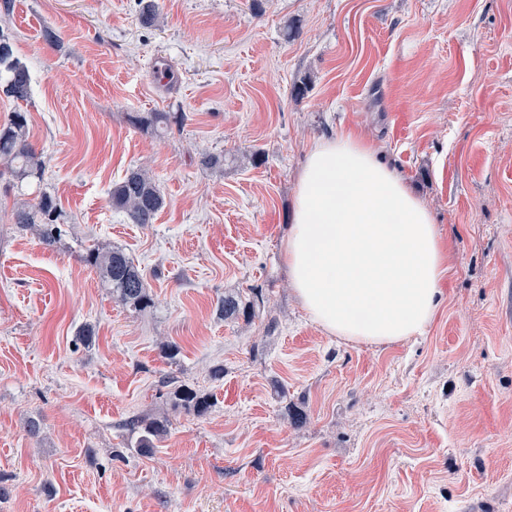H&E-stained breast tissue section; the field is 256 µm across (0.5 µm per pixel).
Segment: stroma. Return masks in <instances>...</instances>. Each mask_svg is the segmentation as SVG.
<instances>
[{
    "instance_id": "1",
    "label": "stroma",
    "mask_w": 512,
    "mask_h": 512,
    "mask_svg": "<svg viewBox=\"0 0 512 512\" xmlns=\"http://www.w3.org/2000/svg\"><path fill=\"white\" fill-rule=\"evenodd\" d=\"M0 31L32 76L0 119L28 112L45 160L41 185L0 178V512H512V0H11ZM136 112L187 120L157 137ZM344 132L450 245L423 335L351 343L292 294L295 182ZM136 166L165 197L148 226L109 200ZM41 186L66 217L52 249L13 221ZM97 244L145 269L152 308L81 262ZM255 288L259 318L218 317ZM176 383L209 412L173 410ZM164 414L139 451L127 421Z\"/></svg>"
}]
</instances>
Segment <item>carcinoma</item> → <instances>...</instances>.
Instances as JSON below:
<instances>
[{
    "label": "carcinoma",
    "instance_id": "1",
    "mask_svg": "<svg viewBox=\"0 0 512 512\" xmlns=\"http://www.w3.org/2000/svg\"><path fill=\"white\" fill-rule=\"evenodd\" d=\"M31 75L26 65L15 56L10 39L0 34V93L16 101H26L31 94ZM185 113L149 112L131 117L133 124L153 133H163L171 124H183ZM28 115L22 110L11 112L0 123V165L16 184L39 179L45 167L42 153L29 142ZM112 209L124 214L131 224H152L163 208L164 198L152 172L134 167L112 184L110 192ZM61 207L54 195L43 191L34 203L17 205L14 221L22 229L38 227L39 242L54 247L61 238L59 225ZM81 260L94 269L121 304L144 311L153 306L152 295L146 288L143 271L119 247L96 246ZM264 304L262 291L254 289L253 299L247 303L233 293L218 300L217 312L224 319L252 317ZM173 406L203 416L211 408L210 398L187 385H178L170 393ZM129 429L138 434L137 447L154 448L168 434V420L163 418L135 417L127 422Z\"/></svg>",
    "mask_w": 512,
    "mask_h": 512
}]
</instances>
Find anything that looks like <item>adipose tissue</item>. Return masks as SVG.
Segmentation results:
<instances>
[{"mask_svg":"<svg viewBox=\"0 0 512 512\" xmlns=\"http://www.w3.org/2000/svg\"><path fill=\"white\" fill-rule=\"evenodd\" d=\"M282 254L312 321L330 335L372 344L423 335L449 269L423 201L350 133L308 150Z\"/></svg>","mask_w":512,"mask_h":512,"instance_id":"adipose-tissue-1","label":"adipose tissue"}]
</instances>
